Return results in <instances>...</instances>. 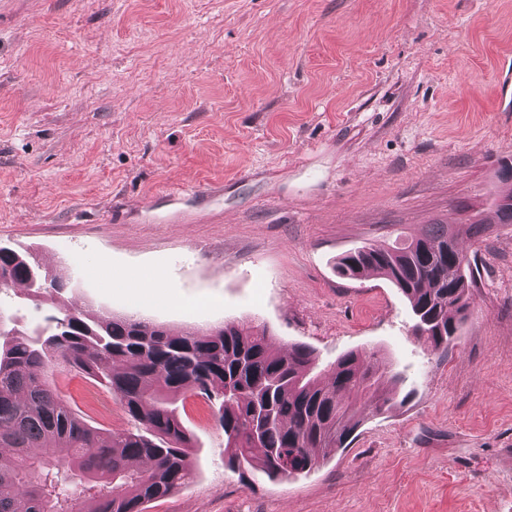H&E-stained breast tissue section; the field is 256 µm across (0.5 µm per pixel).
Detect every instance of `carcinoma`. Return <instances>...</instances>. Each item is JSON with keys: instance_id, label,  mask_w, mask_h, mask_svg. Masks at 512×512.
Returning a JSON list of instances; mask_svg holds the SVG:
<instances>
[{"instance_id": "cac0c4a2", "label": "carcinoma", "mask_w": 512, "mask_h": 512, "mask_svg": "<svg viewBox=\"0 0 512 512\" xmlns=\"http://www.w3.org/2000/svg\"><path fill=\"white\" fill-rule=\"evenodd\" d=\"M512 224V202L493 201L465 223L468 236ZM448 225L434 222L411 241L365 244L336 259L342 277L377 274L408 301L412 329L431 351H446L468 316L476 275ZM22 286L45 302L44 325L0 330V512H145L188 485L193 439L178 410L204 398L224 432L226 466L271 479L315 466L346 447L365 415L404 405L400 373L379 371L375 354L336 359L319 382L314 349L274 347L264 325L227 323L179 333L131 318L68 305L69 282L40 270L15 248L0 247V288ZM68 331L50 342L49 326ZM74 368L107 387L131 425L100 429L72 411L46 369Z\"/></svg>"}]
</instances>
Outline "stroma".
<instances>
[{"instance_id":"stroma-1","label":"stroma","mask_w":512,"mask_h":512,"mask_svg":"<svg viewBox=\"0 0 512 512\" xmlns=\"http://www.w3.org/2000/svg\"><path fill=\"white\" fill-rule=\"evenodd\" d=\"M511 63L512 0H0L1 245L69 279L73 306L261 324L323 375L372 352L411 395L311 471L244 481L188 397L195 477L146 512H512V224L464 240L477 286L445 353L389 281L336 272L493 201ZM50 381L128 426L93 380Z\"/></svg>"}]
</instances>
